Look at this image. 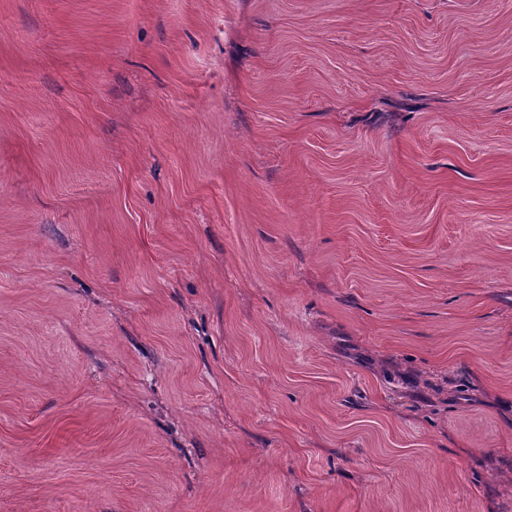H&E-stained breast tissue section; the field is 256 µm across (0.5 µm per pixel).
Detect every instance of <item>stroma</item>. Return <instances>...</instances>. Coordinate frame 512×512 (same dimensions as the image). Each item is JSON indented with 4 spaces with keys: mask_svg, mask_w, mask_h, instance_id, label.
I'll return each mask as SVG.
<instances>
[{
    "mask_svg": "<svg viewBox=\"0 0 512 512\" xmlns=\"http://www.w3.org/2000/svg\"><path fill=\"white\" fill-rule=\"evenodd\" d=\"M0 512H512V0H0Z\"/></svg>",
    "mask_w": 512,
    "mask_h": 512,
    "instance_id": "obj_1",
    "label": "stroma"
}]
</instances>
